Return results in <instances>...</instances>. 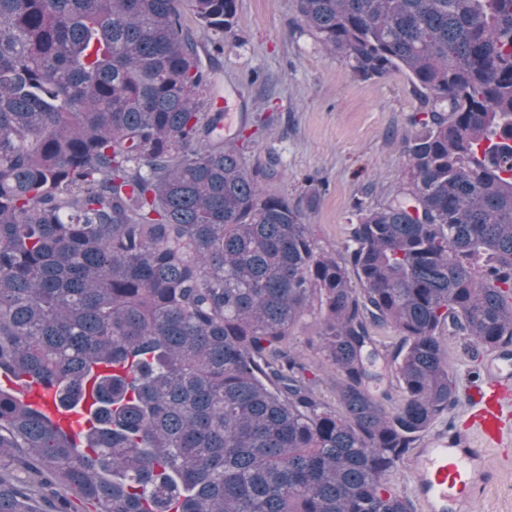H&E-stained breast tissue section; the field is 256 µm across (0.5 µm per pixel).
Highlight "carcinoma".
I'll return each mask as SVG.
<instances>
[{"label": "carcinoma", "instance_id": "obj_1", "mask_svg": "<svg viewBox=\"0 0 512 512\" xmlns=\"http://www.w3.org/2000/svg\"><path fill=\"white\" fill-rule=\"evenodd\" d=\"M296 4L419 99L342 250L203 111L237 0H0V377L93 399L76 441L0 388V512H411L388 476L459 401L442 337L512 346V0ZM310 339H312V328L297 329L290 340V348L300 352L311 365L312 371L320 378L316 389L319 398L325 404L335 407L336 397L329 381L334 374L333 368L326 362L321 350L315 344L309 343Z\"/></svg>", "mask_w": 512, "mask_h": 512}]
</instances>
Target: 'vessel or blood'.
<instances>
[{
  "mask_svg": "<svg viewBox=\"0 0 512 512\" xmlns=\"http://www.w3.org/2000/svg\"><path fill=\"white\" fill-rule=\"evenodd\" d=\"M18 393L69 434H79L76 414L63 409L42 387H22ZM470 409L468 434L449 433L408 463L429 512H462L465 502L479 496L482 485L477 476L484 470L486 449L512 437V369L494 366L491 377L472 388Z\"/></svg>",
  "mask_w": 512,
  "mask_h": 512,
  "instance_id": "obj_1",
  "label": "vessel or blood"
}]
</instances>
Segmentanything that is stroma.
Masks as SVG:
<instances>
[{
  "instance_id": "obj_1",
  "label": "stroma",
  "mask_w": 512,
  "mask_h": 512,
  "mask_svg": "<svg viewBox=\"0 0 512 512\" xmlns=\"http://www.w3.org/2000/svg\"><path fill=\"white\" fill-rule=\"evenodd\" d=\"M216 95L234 98L239 113L227 128L239 131L251 119L255 133L245 151L248 165H275L269 190L298 200L305 223L333 247H343L353 203L373 204L391 193L406 170L400 149L408 117L419 101L408 76L394 71L364 78L349 61L329 53L300 22L295 0H238V25L224 38L215 62ZM311 330H296L290 347L318 375L317 394L335 405L332 367L311 344ZM459 386V402L434 433L463 429L472 380L490 375L488 351H472L466 339L443 341ZM493 473L482 497L464 512H512V445L490 449Z\"/></svg>"
}]
</instances>
